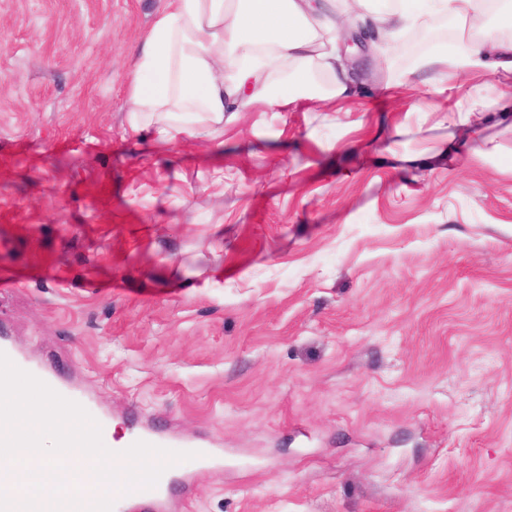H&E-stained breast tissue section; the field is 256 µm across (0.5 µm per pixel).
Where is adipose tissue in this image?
I'll return each instance as SVG.
<instances>
[{"label":"adipose tissue","mask_w":512,"mask_h":512,"mask_svg":"<svg viewBox=\"0 0 512 512\" xmlns=\"http://www.w3.org/2000/svg\"><path fill=\"white\" fill-rule=\"evenodd\" d=\"M433 15L463 25L452 51L418 59L417 69L439 66L460 72L480 70L502 84L512 83V14L487 24L488 0H165L140 42L126 76L125 110L132 130H150L172 142L181 135L210 137L223 132L224 115L260 105L272 112L291 104L279 80L293 92H309L315 77L325 94L350 99L356 77L339 54L341 27L377 31L376 47L389 54L407 31ZM482 98H459L444 119L476 128L493 120L512 124V95L489 112Z\"/></svg>","instance_id":"obj_1"}]
</instances>
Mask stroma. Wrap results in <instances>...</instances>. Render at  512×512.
I'll use <instances>...</instances> for the list:
<instances>
[{"mask_svg":"<svg viewBox=\"0 0 512 512\" xmlns=\"http://www.w3.org/2000/svg\"><path fill=\"white\" fill-rule=\"evenodd\" d=\"M163 5L0 0V331L113 441L223 454L179 512H512V127L439 121L505 86L415 71L434 17L355 100L166 143L124 112ZM136 441H145L152 445L168 449L183 448L185 452H198L199 444L193 441H183L167 429L157 426L154 422L145 425L138 434L132 435L126 440V448H129Z\"/></svg>","mask_w":512,"mask_h":512,"instance_id":"1","label":"stroma"}]
</instances>
